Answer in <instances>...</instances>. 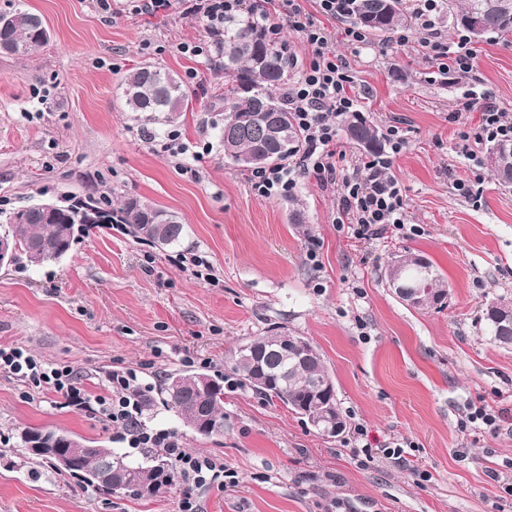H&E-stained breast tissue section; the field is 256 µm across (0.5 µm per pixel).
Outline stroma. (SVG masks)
<instances>
[{"instance_id":"1","label":"stroma","mask_w":512,"mask_h":512,"mask_svg":"<svg viewBox=\"0 0 512 512\" xmlns=\"http://www.w3.org/2000/svg\"><path fill=\"white\" fill-rule=\"evenodd\" d=\"M19 3L51 37L31 59L0 54V207L65 194L116 205L138 197L176 212L184 237L160 248L127 225L100 224L58 263L0 270V345L72 367L93 398L127 371L143 386L173 371L222 380L223 435L198 436L160 404L140 419L235 481L132 498L56 474L20 448L22 429L67 432L141 463L146 451L119 442L121 424L98 406L79 409L0 374V512H179L187 492L198 512H512L501 477L512 461V348L495 346L482 318L487 303L512 302V187L495 181L487 144L472 158L461 140L480 132L482 95L512 112V32L474 40L475 72L449 79L419 40L372 35L353 48L343 24L306 0L314 23L337 31L358 111L404 139L391 173L422 232L360 240L332 222L336 188L304 178L292 197L266 200L225 161L213 108L224 74L212 58L177 50L204 34L188 0L157 15L115 0L108 18L94 0H0V10ZM146 62L187 80L189 107L170 126L141 125L119 104L122 79ZM171 130L184 154L163 152ZM459 180L472 195L454 189ZM407 251L443 274V304L418 311L388 287L385 265ZM192 254L210 278L178 266ZM274 326L319 349L348 423L363 424L372 445L407 443L404 459L366 462L350 434H318L241 382L232 350ZM478 399L501 411L497 435L459 432L465 404Z\"/></svg>"}]
</instances>
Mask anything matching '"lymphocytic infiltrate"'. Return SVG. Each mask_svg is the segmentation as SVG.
Wrapping results in <instances>:
<instances>
[{
	"instance_id": "obj_1",
	"label": "lymphocytic infiltrate",
	"mask_w": 512,
	"mask_h": 512,
	"mask_svg": "<svg viewBox=\"0 0 512 512\" xmlns=\"http://www.w3.org/2000/svg\"><path fill=\"white\" fill-rule=\"evenodd\" d=\"M247 0H197L194 9L201 13L206 33L205 45L180 44L181 53L202 55L206 46L224 36L225 19L245 10ZM411 14L423 45L431 52L430 60L442 74L465 76L474 69L476 52L468 35H459L450 45L437 39L438 0H411ZM277 21L269 27L278 33L288 25L312 48V55L302 64L297 78L289 84L285 99L302 133V147L287 161L254 172L251 188L258 196L285 197L300 178L311 177L324 186L339 185L334 221L350 224L359 239H369L387 231L404 235L416 233V226L406 221L402 188L390 176V161L374 158L356 163L344 176L336 174V146L339 120L354 111L353 77L349 64L336 49V37L326 27L311 22L302 0H278ZM0 372L31 385L42 393H63L76 404L84 398L74 371L68 366L46 367L21 347L0 346ZM135 373L113 375L112 392L97 397L102 413L115 422H127L136 410L130 391ZM131 448H161L171 458L178 479L195 486L223 485L224 467L212 458L187 451L178 438L166 430L141 428L126 430L119 436Z\"/></svg>"
}]
</instances>
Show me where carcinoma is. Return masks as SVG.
Listing matches in <instances>:
<instances>
[{
    "instance_id": "carcinoma-1",
    "label": "carcinoma",
    "mask_w": 512,
    "mask_h": 512,
    "mask_svg": "<svg viewBox=\"0 0 512 512\" xmlns=\"http://www.w3.org/2000/svg\"><path fill=\"white\" fill-rule=\"evenodd\" d=\"M456 26L473 38L488 34L512 32V0H446ZM260 0H251L248 9L232 21L224 23V43L216 49L215 66L224 71L230 87L224 90L220 113V139L224 159L243 172H252L282 163L302 145V134L283 100L281 90L288 84L290 65L282 49L270 38L260 20ZM349 19L369 33L383 36L401 27L407 20L404 0H354ZM50 31L43 18L19 4L0 11V52L29 59L48 41ZM123 109L145 124H163L176 119L189 107V96L182 78L175 72L147 62L129 72L120 84ZM346 138L370 154L382 152V135L376 125L361 112H351L341 119ZM488 154L499 158L494 169L497 182L512 186V141H497ZM92 224H127L132 235L152 244L171 246L180 241L184 225L172 212L136 197L127 198L118 207L106 197L88 196L66 199L64 213L53 220L38 203L0 209V236L15 242L13 264L43 265L67 256L79 236ZM393 288L419 284L434 294L433 300L414 304V309H427L443 303L448 295L445 281L438 270L419 254L394 257L385 271ZM491 340L501 347H512V302H493L484 312ZM310 341L302 336L271 329L242 343L230 359L232 371L242 382L260 395L277 399L288 410L305 419L323 412L327 404L324 388H335L334 379L320 353L303 356L302 348ZM195 372H171L156 387L139 389L141 406L155 400L172 410L183 424L200 436L224 434V384H196ZM205 419L211 428L203 431L198 421ZM55 448H71L77 454V466L66 474L93 484L88 472L94 461L84 452L87 440L47 428H25L20 444L30 449L32 458L43 461L46 455L34 449L48 443ZM99 454H110L115 460L114 479L126 477L132 461L127 455L107 448ZM150 459L157 466L140 465L137 480L141 490L137 498L152 496L156 485L175 486L173 464L162 449H155Z\"/></svg>"
}]
</instances>
